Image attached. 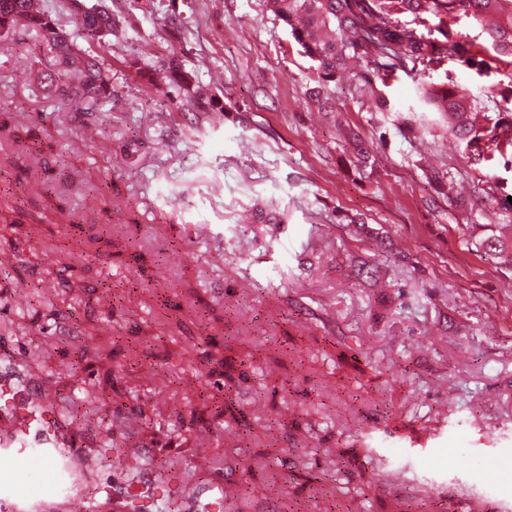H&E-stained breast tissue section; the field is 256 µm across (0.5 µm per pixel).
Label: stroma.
<instances>
[{
  "label": "stroma",
  "mask_w": 512,
  "mask_h": 512,
  "mask_svg": "<svg viewBox=\"0 0 512 512\" xmlns=\"http://www.w3.org/2000/svg\"><path fill=\"white\" fill-rule=\"evenodd\" d=\"M114 8L142 21L104 54L111 103L80 115L57 108L48 47L0 36V343L78 422L98 512L114 450L145 442L189 474L251 468L254 512L512 505V269L424 175L470 188L461 148L382 121L355 79L333 86L337 111L307 105L310 63L267 0ZM174 54L239 111L196 127L167 81L145 94L122 64ZM341 121L375 141L374 168L353 166ZM105 183L111 204L86 209ZM362 261L391 269L373 281ZM127 407L142 428L104 446ZM227 408L217 435L179 425Z\"/></svg>",
  "instance_id": "obj_1"
}]
</instances>
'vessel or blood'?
<instances>
[{"instance_id":"vessel-or-blood-1","label":"vessel or blood","mask_w":512,"mask_h":512,"mask_svg":"<svg viewBox=\"0 0 512 512\" xmlns=\"http://www.w3.org/2000/svg\"><path fill=\"white\" fill-rule=\"evenodd\" d=\"M50 409L44 386L30 380L19 361L0 367V512H95V503L81 494L83 464L73 431L59 419L46 424L40 419ZM148 456V449L124 448L119 461L138 467L141 481L153 485L158 476ZM37 470L49 474L50 487L42 497L31 498L23 486ZM167 485L185 512H199L207 496L232 501L237 480L230 473L218 474L204 486L173 476Z\"/></svg>"}]
</instances>
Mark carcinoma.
Masks as SVG:
<instances>
[{"mask_svg":"<svg viewBox=\"0 0 512 512\" xmlns=\"http://www.w3.org/2000/svg\"><path fill=\"white\" fill-rule=\"evenodd\" d=\"M97 9L72 12L70 0H56L50 12L33 9L30 0H0V33L17 25L34 32L54 51L59 66L75 75L60 101L81 111V106L102 105L112 100V68L98 47H81V36L101 40L114 35L112 6L95 0ZM270 10L290 28L302 56L312 62V75L306 85L305 100L328 112L336 111L329 98L330 85L341 80L348 62L361 64L356 78L378 95V111L406 112L402 123L429 130L448 132L463 148L468 162L481 173L467 196H448L453 175L447 169H433L427 179L436 193L448 197L457 209L473 214L484 200L496 198L507 187V179L496 173V156H512V109L501 102L512 101V83H492L481 96L472 95L451 77L435 83L420 79L415 104L402 110L382 94L389 80L398 73L424 75L433 67L451 61L480 77L491 76L499 66H512V0H269ZM74 16V29L60 23L59 14ZM466 16L479 26L485 44H476L456 29ZM143 88L151 89L152 66L137 59L124 60ZM169 73V89L179 98V109L194 115L195 125L205 122L211 112L224 110V103L200 84L196 72L175 55L161 61ZM341 137L353 145L355 166H374L371 149L348 125ZM502 223L480 224L473 245L478 251L512 265V204L499 201Z\"/></svg>","mask_w":512,"mask_h":512,"instance_id":"carcinoma-1","label":"carcinoma"}]
</instances>
